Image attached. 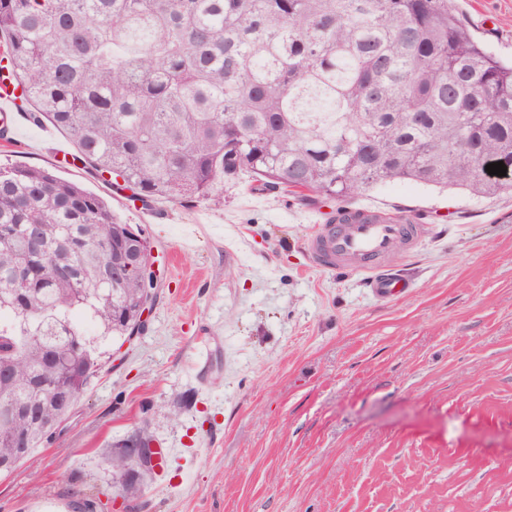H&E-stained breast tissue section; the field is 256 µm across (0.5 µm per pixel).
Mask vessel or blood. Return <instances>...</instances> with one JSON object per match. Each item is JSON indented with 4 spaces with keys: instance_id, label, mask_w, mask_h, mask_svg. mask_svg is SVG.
Wrapping results in <instances>:
<instances>
[{
    "instance_id": "obj_1",
    "label": "vessel or blood",
    "mask_w": 512,
    "mask_h": 512,
    "mask_svg": "<svg viewBox=\"0 0 512 512\" xmlns=\"http://www.w3.org/2000/svg\"><path fill=\"white\" fill-rule=\"evenodd\" d=\"M21 115L17 92L0 84V124L16 131ZM434 227L410 215L372 207L340 208L335 223L318 225L306 241L310 264L322 271L363 275L370 295L390 300L407 291L409 280L400 269L389 267L394 250L415 251Z\"/></svg>"
}]
</instances>
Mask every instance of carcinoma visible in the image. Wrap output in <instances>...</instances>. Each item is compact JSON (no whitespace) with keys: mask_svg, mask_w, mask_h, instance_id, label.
Returning <instances> with one entry per match:
<instances>
[{"mask_svg":"<svg viewBox=\"0 0 512 512\" xmlns=\"http://www.w3.org/2000/svg\"><path fill=\"white\" fill-rule=\"evenodd\" d=\"M0 42L22 105L74 144L72 160L143 202L222 203L242 171L267 191L345 201L410 181L512 191V63L489 54L452 0H0ZM503 162L506 175L486 165ZM133 227L45 168L0 165V400L30 373L89 387L102 352L81 328L127 337L156 301L151 273L112 271ZM18 416L0 430L56 438ZM114 492L152 470L111 444Z\"/></svg>","mask_w":512,"mask_h":512,"instance_id":"carcinoma-1","label":"carcinoma"}]
</instances>
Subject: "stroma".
<instances>
[{
  "mask_svg": "<svg viewBox=\"0 0 512 512\" xmlns=\"http://www.w3.org/2000/svg\"><path fill=\"white\" fill-rule=\"evenodd\" d=\"M454 5L512 60V0ZM69 144L26 118L0 164L52 170L142 229L158 297L144 333L100 341L104 370L37 464L0 480V512L88 496L101 512H512V192L405 181L350 199L447 227L391 255L415 286L381 302L360 276L309 265L305 240L337 201L260 195L244 173L222 205L141 208L56 161ZM143 427L161 464L138 498H114L105 447Z\"/></svg>",
  "mask_w": 512,
  "mask_h": 512,
  "instance_id": "stroma-1",
  "label": "stroma"
}]
</instances>
